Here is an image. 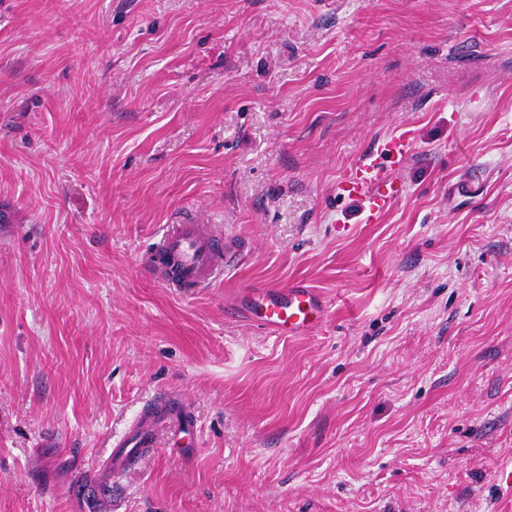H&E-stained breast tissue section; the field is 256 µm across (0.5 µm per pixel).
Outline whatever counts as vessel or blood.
Wrapping results in <instances>:
<instances>
[{
  "instance_id": "vessel-or-blood-1",
  "label": "vessel or blood",
  "mask_w": 512,
  "mask_h": 512,
  "mask_svg": "<svg viewBox=\"0 0 512 512\" xmlns=\"http://www.w3.org/2000/svg\"><path fill=\"white\" fill-rule=\"evenodd\" d=\"M408 151L405 136L392 137L385 152L368 154L346 183L349 195L364 196L366 221H373L389 200L388 195L378 196L372 191L374 174L380 170L384 154L402 157ZM237 251L236 243L225 241L210 225L200 223L194 216L182 217L154 245L148 264L157 282L164 287L207 288ZM232 303L235 308L244 310L247 320L283 336L311 333L322 324L327 313L320 295L301 283L283 290L258 286L247 294L235 295ZM179 410L180 405L173 397L157 396L139 416L131 432L114 441L115 450L153 448L160 432L174 437L184 433L189 422L180 418Z\"/></svg>"
}]
</instances>
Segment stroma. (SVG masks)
Wrapping results in <instances>:
<instances>
[{"instance_id": "stroma-1", "label": "stroma", "mask_w": 512, "mask_h": 512, "mask_svg": "<svg viewBox=\"0 0 512 512\" xmlns=\"http://www.w3.org/2000/svg\"><path fill=\"white\" fill-rule=\"evenodd\" d=\"M193 210L244 249L163 287ZM298 281L310 335L224 310ZM0 512H512V0H0ZM387 150L390 154L395 156L404 157L409 151V142L405 136L392 137L385 148L380 152L368 154L363 163L357 169L355 176L350 179L344 186L348 195H363L366 201L365 220L372 222L377 215L384 209L386 203L392 198L393 195V182L390 183L391 193L376 196L372 192V185L376 182L374 172H378L383 164V153ZM180 404L173 397L167 395L156 396L147 409L139 416L131 432L113 441L115 457H118L124 448H134L137 453L139 448H156L157 438L160 432L165 431L172 437L185 433L190 421L180 420L178 417Z\"/></svg>"}]
</instances>
